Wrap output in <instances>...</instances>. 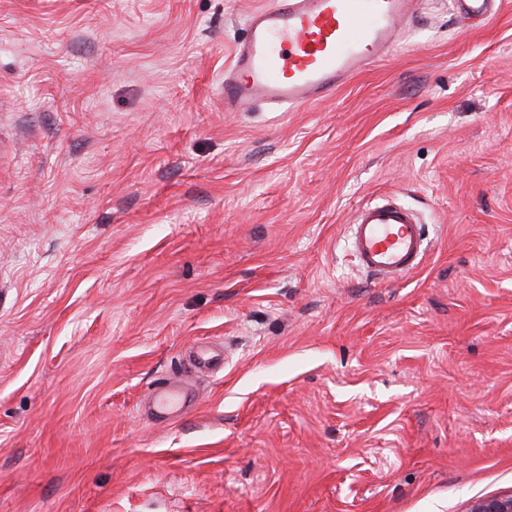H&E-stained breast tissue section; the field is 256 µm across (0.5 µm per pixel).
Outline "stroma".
Here are the masks:
<instances>
[{
    "label": "stroma",
    "instance_id": "35a3bbf8",
    "mask_svg": "<svg viewBox=\"0 0 512 512\" xmlns=\"http://www.w3.org/2000/svg\"><path fill=\"white\" fill-rule=\"evenodd\" d=\"M267 0H0V512H467L512 491V0L224 109ZM385 193L429 228L377 284ZM214 343L224 366L187 365ZM185 380L168 422L144 402ZM349 240L357 267L380 284L397 283L414 272L429 246L419 215L391 195L356 208Z\"/></svg>",
    "mask_w": 512,
    "mask_h": 512
}]
</instances>
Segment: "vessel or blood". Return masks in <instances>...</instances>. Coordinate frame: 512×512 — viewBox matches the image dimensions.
I'll return each mask as SVG.
<instances>
[{
	"label": "vessel or blood",
	"instance_id": "b4317fda",
	"mask_svg": "<svg viewBox=\"0 0 512 512\" xmlns=\"http://www.w3.org/2000/svg\"><path fill=\"white\" fill-rule=\"evenodd\" d=\"M418 0H269L248 17L224 70V109L315 105L355 75L384 61ZM465 26L496 13L502 0H454ZM358 268L393 284L424 261L429 243L419 215L393 196L359 205L349 226ZM158 417L178 416L179 391L155 389Z\"/></svg>",
	"mask_w": 512,
	"mask_h": 512
}]
</instances>
